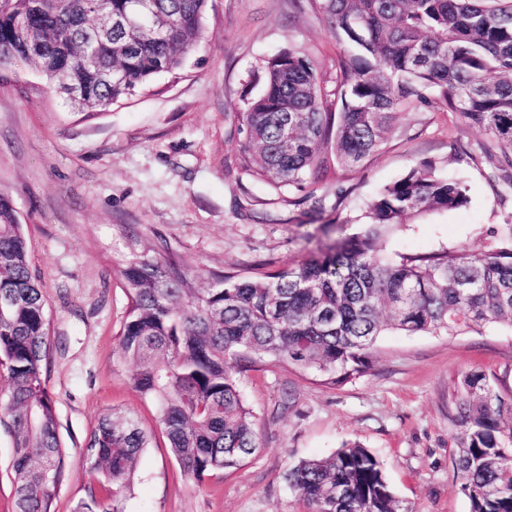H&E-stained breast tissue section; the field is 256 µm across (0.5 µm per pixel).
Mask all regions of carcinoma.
Segmentation results:
<instances>
[{"label":"carcinoma","mask_w":512,"mask_h":512,"mask_svg":"<svg viewBox=\"0 0 512 512\" xmlns=\"http://www.w3.org/2000/svg\"><path fill=\"white\" fill-rule=\"evenodd\" d=\"M135 0H0V65H33L49 88L77 87L83 118L102 115L153 78L180 68L202 36L208 0H153L143 24L112 32L87 63L80 46L94 12L127 15ZM341 52L336 87L292 47L263 62V90L237 113L243 169L276 192L333 184L336 169L378 151L400 116L435 104L512 154V0H320ZM23 18L43 33L32 54ZM463 181L420 162L368 200L361 230L261 276L220 271L208 288L172 258L134 253L120 269L128 294L118 353L132 388L183 473L233 469L259 447L236 374L272 360L339 387L364 377L380 337L456 336L512 329V244L479 254L443 249L385 255L380 243L411 217L467 205ZM51 323L28 243L0 195V426L12 438L16 512H55L64 468L48 390ZM458 430L453 467L470 512H512V395L467 373L448 387ZM149 436L130 414L105 411L86 440L102 493L77 512H121ZM309 512H409L377 457L358 442L302 460L284 476Z\"/></svg>","instance_id":"carcinoma-1"}]
</instances>
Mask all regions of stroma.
<instances>
[{"label":"stroma","mask_w":512,"mask_h":512,"mask_svg":"<svg viewBox=\"0 0 512 512\" xmlns=\"http://www.w3.org/2000/svg\"><path fill=\"white\" fill-rule=\"evenodd\" d=\"M291 47L334 75L340 49L319 0H209L203 36L182 66L92 119L47 91L36 68L0 67V192L22 226L62 343L47 370L66 452L56 512H73L97 491L85 443L108 409L133 415L150 437L124 512H306L285 472L355 441L379 458L410 512H469L453 468L448 387L479 371L512 395L510 330L387 334L367 375L341 387L258 363L239 385L259 447L200 482L181 471L154 403L130 384L133 363L117 351L128 307L119 269L132 251L191 265L199 288L218 270L259 276L357 232L364 202L421 161L462 178L469 203L387 239L386 255L477 254L505 241L512 167L485 133L436 107L405 112L381 149L338 169L349 193H326L321 211L248 175L237 114L263 87L264 59Z\"/></svg>","instance_id":"1"}]
</instances>
